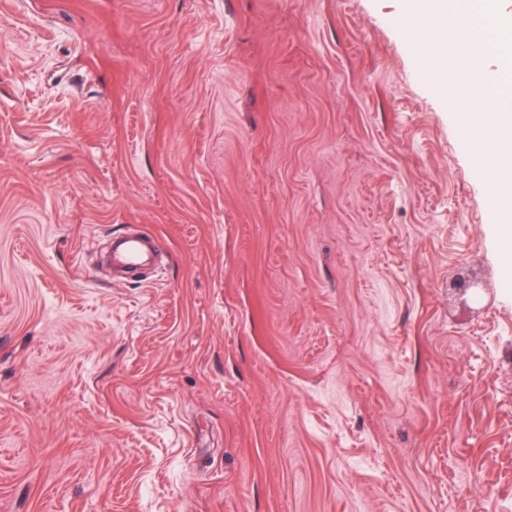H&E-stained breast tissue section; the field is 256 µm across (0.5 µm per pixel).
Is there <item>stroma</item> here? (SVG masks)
I'll list each match as a JSON object with an SVG mask.
<instances>
[{"label": "stroma", "instance_id": "obj_1", "mask_svg": "<svg viewBox=\"0 0 512 512\" xmlns=\"http://www.w3.org/2000/svg\"><path fill=\"white\" fill-rule=\"evenodd\" d=\"M403 8L0 0V512H512V247ZM146 242H149V246ZM153 249L157 256L165 254L164 245L141 232L130 233L121 238L112 247V271L118 278L127 277L130 273L144 267L149 258V250Z\"/></svg>", "mask_w": 512, "mask_h": 512}]
</instances>
